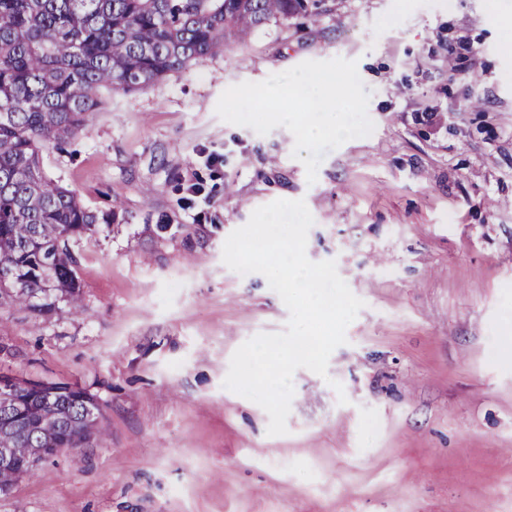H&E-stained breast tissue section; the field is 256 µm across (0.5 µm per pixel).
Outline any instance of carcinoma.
Listing matches in <instances>:
<instances>
[{
    "mask_svg": "<svg viewBox=\"0 0 512 512\" xmlns=\"http://www.w3.org/2000/svg\"><path fill=\"white\" fill-rule=\"evenodd\" d=\"M326 11L327 0H0V305L41 312L50 304L33 299L52 287L80 309L69 241L94 216L44 175L41 152L87 127L101 90H138L271 21ZM101 434L85 390L0 381V449L31 461L0 466L1 485Z\"/></svg>",
    "mask_w": 512,
    "mask_h": 512,
    "instance_id": "cac0c4a2",
    "label": "carcinoma"
}]
</instances>
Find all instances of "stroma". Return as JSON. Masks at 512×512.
<instances>
[{"instance_id":"stroma-1","label":"stroma","mask_w":512,"mask_h":512,"mask_svg":"<svg viewBox=\"0 0 512 512\" xmlns=\"http://www.w3.org/2000/svg\"><path fill=\"white\" fill-rule=\"evenodd\" d=\"M133 92L105 90L43 171L96 218L74 237L82 310L0 306V375L76 384L104 438L0 493V512H512V0H329ZM357 63L368 136L315 183L283 127L216 113L230 86ZM203 181L202 195L189 189ZM304 200L306 254L365 306L327 377L300 368L288 432L223 385L289 311L227 237Z\"/></svg>"}]
</instances>
